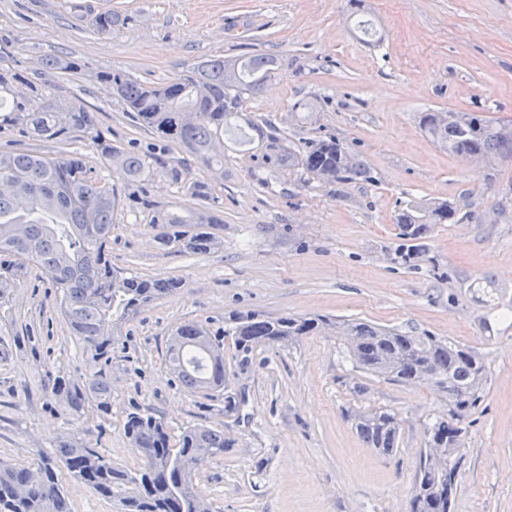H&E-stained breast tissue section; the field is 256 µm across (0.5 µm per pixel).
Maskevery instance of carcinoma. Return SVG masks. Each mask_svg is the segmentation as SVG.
<instances>
[{
	"mask_svg": "<svg viewBox=\"0 0 512 512\" xmlns=\"http://www.w3.org/2000/svg\"><path fill=\"white\" fill-rule=\"evenodd\" d=\"M118 22V14L105 11L95 17L94 27L110 35ZM84 67L74 56L57 53L45 56L25 74L0 72V128L18 127L32 137L64 143L88 140L128 184L138 183L151 174L150 156L113 144L98 129L95 113L78 98L39 93L44 72L69 74ZM277 69V58L253 55L201 59L161 85L145 84L121 70L97 72L94 77L138 124L203 164L222 169L224 133L231 120L239 118L242 98L259 94ZM16 83L28 86L34 98L13 96ZM419 126L436 146L457 157L467 153L512 158L511 119L433 109L421 113ZM277 159L302 169L321 185L370 179L364 161L334 138L306 142L298 152L281 146ZM118 204L114 188L91 175L77 151L50 157L22 149L0 150V299L13 281L36 265L50 276L65 322L99 360L108 355L112 333L120 323L182 285L178 279L129 276L112 268L109 242L112 212ZM150 210L160 248L205 254L217 244L213 230L221 219L209 210L183 212L158 204L150 205ZM458 214L447 200L405 204L396 215L397 263L416 268L426 256L432 228L458 222ZM326 330L347 342L351 358L364 372L400 383L431 385L448 398L446 416L425 429L426 447L447 449L448 465L437 469L430 454H425L411 499V512H448L463 457L454 435L483 397L488 378L483 358L436 336L409 335L366 321L250 315L235 327V359L244 367L259 345L286 344ZM173 337L177 343L169 346L167 357L178 381L205 393L224 389V343L195 321L178 325ZM55 391L66 394L76 413L90 399L108 408L110 386L98 372L83 387L60 383ZM354 422L368 447L385 455L397 448L400 423L395 412L372 408L356 414ZM125 435L141 460L137 470L129 472L94 449L65 438L53 455L42 458V484L24 498L14 492L30 483L31 470L1 462L0 512H71L61 483L63 471L98 496L117 500L122 512H212L211 504L194 491V479L203 467L197 449L224 451L229 447L224 432L189 428L173 448L162 421L133 413L127 417Z\"/></svg>",
	"mask_w": 512,
	"mask_h": 512,
	"instance_id": "obj_1",
	"label": "carcinoma"
}]
</instances>
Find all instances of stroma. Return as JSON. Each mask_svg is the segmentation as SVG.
<instances>
[{"mask_svg": "<svg viewBox=\"0 0 512 512\" xmlns=\"http://www.w3.org/2000/svg\"><path fill=\"white\" fill-rule=\"evenodd\" d=\"M382 44L355 39L347 0H0V69L33 68L50 53L86 63L49 74L46 93L78 97L114 144L146 146L157 134L133 122L91 79L123 70L165 83L202 58L277 56L264 90L242 102L300 147L335 138L369 166L372 182L320 186L277 165L267 141L224 136V168L178 146L160 153L144 196L187 210L185 181L208 187L203 204L224 220L203 255L159 248L149 211L123 200L112 215L113 267L182 288L128 318L105 360L71 331L50 277L32 267L0 299V461L37 468L73 436L113 464L136 470L128 414L161 419L171 438L204 425L230 446L199 471L194 488L214 512H410L425 428L448 407L441 393L358 369L342 341L321 333L257 347L247 369L234 328L256 314L366 320L429 333L484 359L486 392L464 423L466 454L451 512H512V159L467 164L420 130L429 109L512 119V0H367ZM123 22L99 34L93 19ZM314 101L313 111L300 102ZM440 198L463 219L436 225L427 259L393 260L400 205ZM494 284L487 302L479 284ZM196 321L221 334L227 387L205 395L168 368L171 331ZM101 372L110 405L73 412L59 380ZM239 403L224 411L225 395ZM385 407L400 419L396 450L358 437L350 416Z\"/></svg>", "mask_w": 512, "mask_h": 512, "instance_id": "35a3bbf8", "label": "stroma"}]
</instances>
